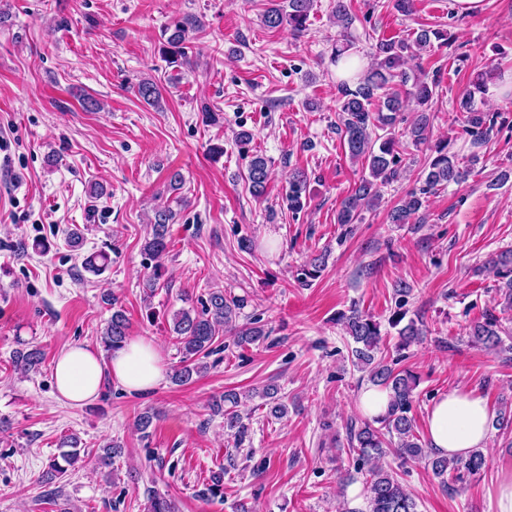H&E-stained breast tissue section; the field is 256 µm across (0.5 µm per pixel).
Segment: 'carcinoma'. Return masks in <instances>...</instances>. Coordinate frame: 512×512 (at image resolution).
Here are the masks:
<instances>
[{
	"mask_svg": "<svg viewBox=\"0 0 512 512\" xmlns=\"http://www.w3.org/2000/svg\"><path fill=\"white\" fill-rule=\"evenodd\" d=\"M333 16L342 30L346 31L353 24L347 0H333ZM313 0H285V5L272 4L262 14V22L269 29L284 25L301 33L305 30ZM186 26H178L168 37V47L164 50L166 61L175 64L186 60L184 50ZM447 44L455 36L438 29H423L417 34L414 45L423 49L430 45L431 39ZM410 45L393 39H381L375 43L372 51L371 65L364 70L354 82L342 80L339 83L338 112L340 124L336 130L343 138L344 146L353 160H361L368 168L369 175L362 178L355 189L340 203L336 221L339 224H354L359 221L364 207L371 206L380 197L381 186L389 183L398 175L396 147L398 141L394 126L397 115L407 100H414L420 107L414 121L406 130L414 144H425L429 138L431 118L424 106L433 96L437 82H428L423 75H409L401 69L403 52ZM411 85L406 95H401L395 85ZM485 86L484 76L476 75L470 81V90L461 99L459 111L465 114L463 135L469 138L474 147H481L493 130L496 115L475 104V96L482 93ZM137 94L146 103L157 105L162 99L158 84L150 79L140 82ZM384 134H379V131ZM433 156L422 170L423 185L417 191L409 192L389 214L393 224H409L423 206L427 194L442 186L460 184L469 176L470 169L460 166L457 159L448 155L444 146L434 149ZM270 179L267 160L254 156L248 164L246 180L250 192L255 197L264 194ZM306 192V182L301 172L296 173L290 184L288 201L290 206L303 207L302 196ZM176 213L167 204H160L154 209L151 219V238L144 245V252L154 262L148 287H155L163 276L162 259L168 249L167 228L173 223ZM109 264L108 255L101 252L84 259V268L99 275ZM411 288L404 282L395 285L394 294L398 296V311L391 318V325L396 327L404 319L400 311L404 298ZM245 299L231 296L222 290L208 292L207 298L200 299L201 309L181 310L175 314L173 331L176 334L179 352L182 353L181 367L172 379L185 384L203 369L199 359L210 356L215 351L214 344L220 335L234 338L236 345H250L263 341L266 335L255 327L235 325L240 310L244 308ZM355 347L352 348L353 365L368 371L371 384L389 392V409L376 423L363 422L360 427L349 429L348 443L358 453V467L365 469L364 497L365 512H418L415 499L403 488L381 463L388 451H395L402 462H422L430 467L432 473L448 484L452 476L460 481L466 476H475L486 464L483 452L476 449L466 459H450L434 454L421 442L414 432L411 416L413 393L418 386V378L408 370L397 371L391 366L376 360L375 353L381 341L380 323L373 316L355 307L349 308L338 317ZM129 322L123 310L112 312L102 331L101 340L108 351L119 348L127 339ZM503 329L500 319L493 313H486L482 320L470 326L468 336L472 342L486 348L502 344ZM401 347L406 348L419 340L422 331L415 320L399 329ZM44 357L35 346H27L15 351L14 369L29 374L40 369ZM239 404L235 392L224 393V402L213 404L216 413L224 412V426L237 442H242L248 435L249 426L237 411Z\"/></svg>",
	"mask_w": 512,
	"mask_h": 512,
	"instance_id": "carcinoma-1",
	"label": "carcinoma"
}]
</instances>
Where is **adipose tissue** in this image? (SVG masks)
Returning a JSON list of instances; mask_svg holds the SVG:
<instances>
[{
    "mask_svg": "<svg viewBox=\"0 0 512 512\" xmlns=\"http://www.w3.org/2000/svg\"><path fill=\"white\" fill-rule=\"evenodd\" d=\"M53 374L60 399L85 404L97 396L108 376L132 394L155 389L163 379V358L152 341L141 337L128 340L107 361L94 347L74 345L55 360ZM428 429L435 454L468 457L473 450L488 445V407L474 392L454 389L434 400Z\"/></svg>",
    "mask_w": 512,
    "mask_h": 512,
    "instance_id": "ef3b65f1",
    "label": "adipose tissue"
}]
</instances>
